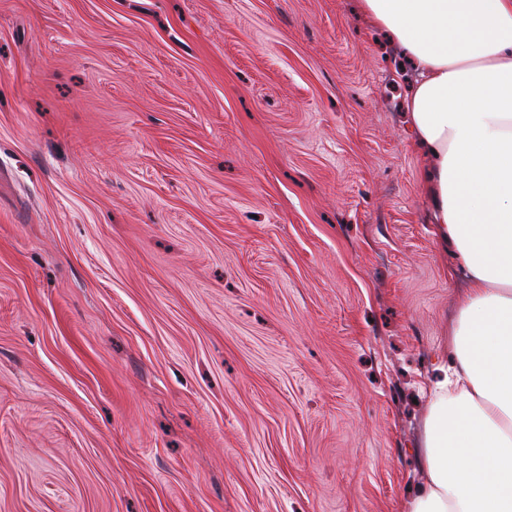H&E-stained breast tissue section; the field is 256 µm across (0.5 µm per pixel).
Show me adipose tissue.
Here are the masks:
<instances>
[{
  "label": "adipose tissue",
  "mask_w": 512,
  "mask_h": 512,
  "mask_svg": "<svg viewBox=\"0 0 512 512\" xmlns=\"http://www.w3.org/2000/svg\"><path fill=\"white\" fill-rule=\"evenodd\" d=\"M411 64L434 237L465 291L404 512H512V0H357Z\"/></svg>",
  "instance_id": "obj_1"
}]
</instances>
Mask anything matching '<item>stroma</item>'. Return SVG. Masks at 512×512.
Returning <instances> with one entry per match:
<instances>
[{"mask_svg": "<svg viewBox=\"0 0 512 512\" xmlns=\"http://www.w3.org/2000/svg\"><path fill=\"white\" fill-rule=\"evenodd\" d=\"M409 74L356 0H0V512H403Z\"/></svg>", "mask_w": 512, "mask_h": 512, "instance_id": "obj_1", "label": "stroma"}]
</instances>
